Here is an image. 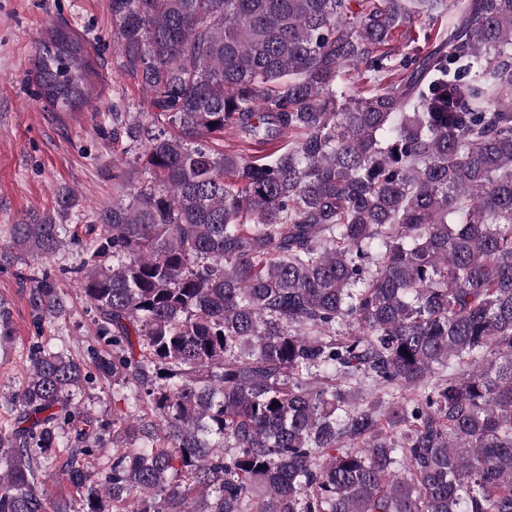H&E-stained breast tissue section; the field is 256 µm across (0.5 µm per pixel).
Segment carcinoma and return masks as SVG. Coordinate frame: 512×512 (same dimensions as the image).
Returning <instances> with one entry per match:
<instances>
[{"mask_svg":"<svg viewBox=\"0 0 512 512\" xmlns=\"http://www.w3.org/2000/svg\"><path fill=\"white\" fill-rule=\"evenodd\" d=\"M148 110L116 131L133 186L70 273L127 407L104 473L85 365L36 341L0 401V512H512V0H109ZM454 18L431 51L384 47ZM362 74L351 94L344 77ZM94 61L39 40L41 98L91 103ZM233 129L261 158L224 151ZM11 226L47 259L77 207ZM37 317L66 313L48 272ZM43 481L41 488H44L52 497H64L71 505L74 512L82 508L81 495L71 484L66 483L63 479H58L56 475L50 477H42Z\"/></svg>","mask_w":512,"mask_h":512,"instance_id":"cac0c4a2","label":"carcinoma"}]
</instances>
